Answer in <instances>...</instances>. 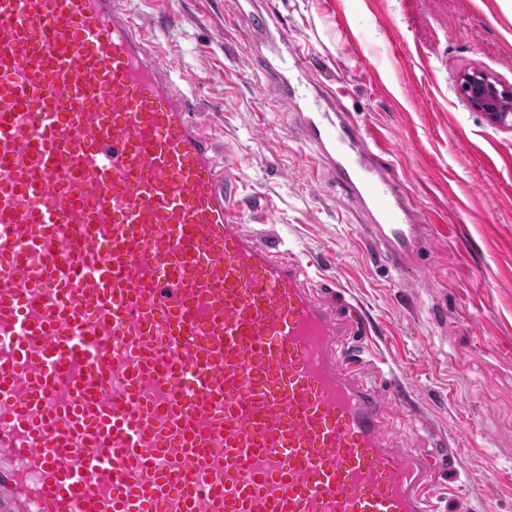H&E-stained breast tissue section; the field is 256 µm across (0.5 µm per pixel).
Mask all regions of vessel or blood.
Listing matches in <instances>:
<instances>
[{"mask_svg": "<svg viewBox=\"0 0 512 512\" xmlns=\"http://www.w3.org/2000/svg\"><path fill=\"white\" fill-rule=\"evenodd\" d=\"M122 0H0V512H433L434 462ZM250 65L380 235L382 146L272 8Z\"/></svg>", "mask_w": 512, "mask_h": 512, "instance_id": "obj_1", "label": "vessel or blood"}]
</instances>
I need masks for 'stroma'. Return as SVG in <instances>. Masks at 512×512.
Listing matches in <instances>:
<instances>
[{
  "label": "stroma",
  "mask_w": 512,
  "mask_h": 512,
  "mask_svg": "<svg viewBox=\"0 0 512 512\" xmlns=\"http://www.w3.org/2000/svg\"><path fill=\"white\" fill-rule=\"evenodd\" d=\"M316 77L346 85L350 119L396 145L393 173L421 219L401 263L333 184L297 121L262 91L238 0H128L162 46L243 197L270 221L338 319L365 318L355 374L406 401L394 445L440 457L441 512H512V128L465 102L479 70L512 85V0H272Z\"/></svg>",
  "instance_id": "35a3bbf8"
}]
</instances>
